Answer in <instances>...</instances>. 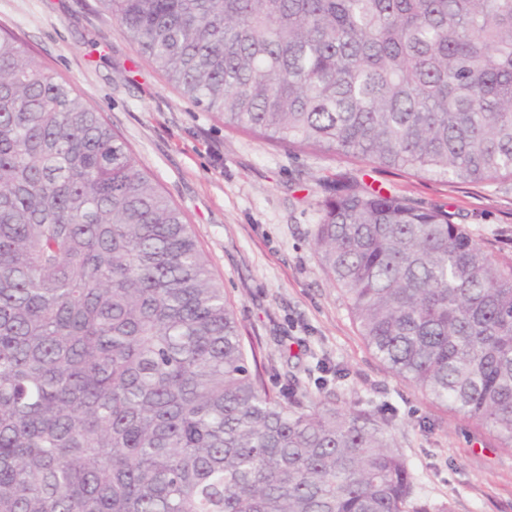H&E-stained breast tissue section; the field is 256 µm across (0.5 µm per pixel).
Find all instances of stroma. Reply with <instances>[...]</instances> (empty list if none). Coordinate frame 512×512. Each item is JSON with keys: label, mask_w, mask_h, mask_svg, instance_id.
Instances as JSON below:
<instances>
[{"label": "stroma", "mask_w": 512, "mask_h": 512, "mask_svg": "<svg viewBox=\"0 0 512 512\" xmlns=\"http://www.w3.org/2000/svg\"><path fill=\"white\" fill-rule=\"evenodd\" d=\"M3 30L104 112L182 210L244 335L263 350L269 387L294 383L319 401L387 420L413 475L415 510L512 512V448L387 372L311 245L328 187L357 181L419 207H443L508 259L512 181L455 184L377 170L227 128L188 100L96 0H0Z\"/></svg>", "instance_id": "35a3bbf8"}]
</instances>
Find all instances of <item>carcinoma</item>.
I'll list each match as a JSON object with an SVG mask.
<instances>
[{
  "instance_id": "obj_1",
  "label": "carcinoma",
  "mask_w": 512,
  "mask_h": 512,
  "mask_svg": "<svg viewBox=\"0 0 512 512\" xmlns=\"http://www.w3.org/2000/svg\"><path fill=\"white\" fill-rule=\"evenodd\" d=\"M224 125L512 181V0H98ZM311 243L389 371L512 447V259L343 184ZM389 424L274 393L182 211L0 33V512H409Z\"/></svg>"
}]
</instances>
